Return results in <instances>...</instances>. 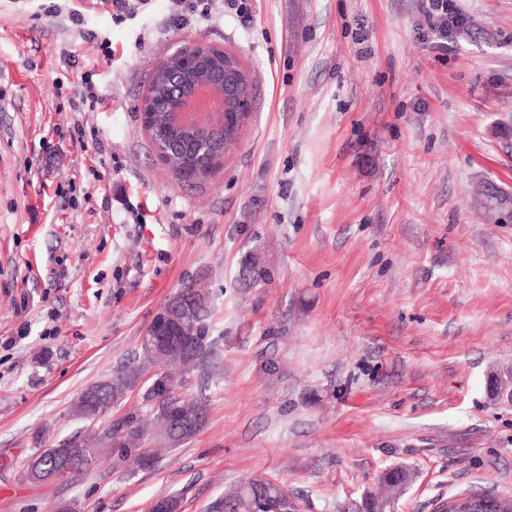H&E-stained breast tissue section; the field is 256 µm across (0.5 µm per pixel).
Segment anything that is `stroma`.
<instances>
[{
  "instance_id": "1",
  "label": "stroma",
  "mask_w": 512,
  "mask_h": 512,
  "mask_svg": "<svg viewBox=\"0 0 512 512\" xmlns=\"http://www.w3.org/2000/svg\"><path fill=\"white\" fill-rule=\"evenodd\" d=\"M448 54L418 0H252L168 28L169 0H0V512H209L251 477L297 512H340L380 471L417 473L397 512L466 490L512 497V408L486 375L512 365V0H456ZM81 22H72L73 9ZM236 53L257 91L211 182L180 183L138 112L179 43ZM88 76L101 100L78 105ZM259 261L254 283L242 274ZM205 285L216 359L185 396L208 422L150 470L100 449L38 485L32 434L84 424L89 385L137 357L168 297ZM488 190L486 202H480L477 199L479 205L502 217H512V192L496 185H491Z\"/></svg>"
}]
</instances>
